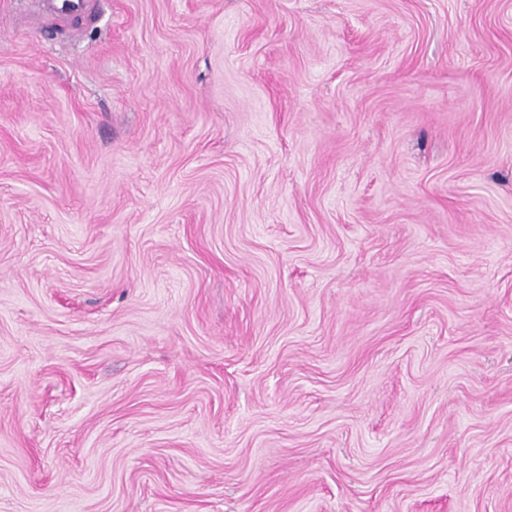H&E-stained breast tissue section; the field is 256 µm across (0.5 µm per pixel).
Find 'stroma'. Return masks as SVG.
<instances>
[{"mask_svg": "<svg viewBox=\"0 0 512 512\" xmlns=\"http://www.w3.org/2000/svg\"><path fill=\"white\" fill-rule=\"evenodd\" d=\"M0 0V512H512V0Z\"/></svg>", "mask_w": 512, "mask_h": 512, "instance_id": "obj_1", "label": "stroma"}]
</instances>
